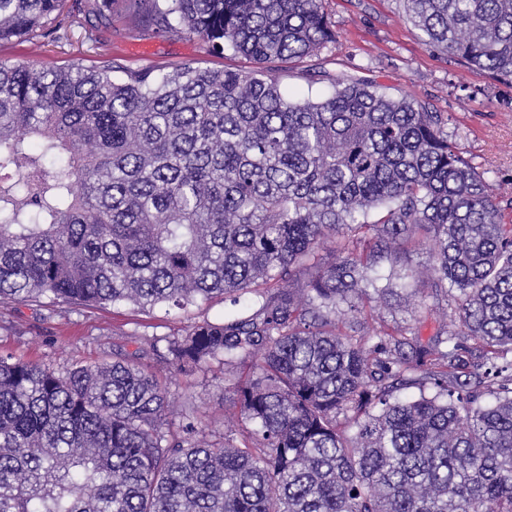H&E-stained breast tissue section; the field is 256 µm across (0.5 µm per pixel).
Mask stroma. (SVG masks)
Wrapping results in <instances>:
<instances>
[{
  "instance_id": "obj_1",
  "label": "stroma",
  "mask_w": 512,
  "mask_h": 512,
  "mask_svg": "<svg viewBox=\"0 0 512 512\" xmlns=\"http://www.w3.org/2000/svg\"><path fill=\"white\" fill-rule=\"evenodd\" d=\"M56 23L57 39L0 44V58L59 65L92 58L102 42L121 66L162 69L177 65L214 69H251L232 50L216 54L198 38L159 32L150 19V0H115L111 17L95 10V0H68ZM334 38L319 55L288 64L278 78L290 95L320 97L330 93L328 74L343 73L380 85L394 96L409 94L429 110L448 114L449 134L464 156L485 171L491 192L512 197V85L490 79L428 44L407 20L402 0H322ZM373 321L409 328L428 342L443 322L446 300L430 295L427 279L371 291ZM226 306L216 299L185 310L141 311L130 305L98 308L49 307L24 302L0 308V356L22 358L55 370L81 362L111 360L133 350V337H164L203 318L222 317ZM173 404L193 401L209 415L213 430L224 428V412L233 391L222 379L188 377L166 369Z\"/></svg>"
}]
</instances>
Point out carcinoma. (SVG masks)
<instances>
[{
    "label": "carcinoma",
    "mask_w": 512,
    "mask_h": 512,
    "mask_svg": "<svg viewBox=\"0 0 512 512\" xmlns=\"http://www.w3.org/2000/svg\"><path fill=\"white\" fill-rule=\"evenodd\" d=\"M151 2L159 29L255 69L0 58V307L231 309L110 362L0 357V512H512V224L449 117L344 78L286 95L276 72L333 39L322 0ZM66 5L0 0V41ZM404 7L512 84V0ZM418 247L460 327L426 345L366 310L372 257ZM216 363L222 432L171 408L160 369Z\"/></svg>",
    "instance_id": "obj_1"
}]
</instances>
